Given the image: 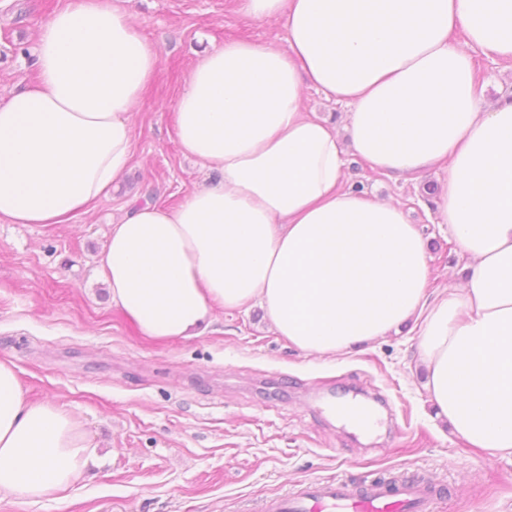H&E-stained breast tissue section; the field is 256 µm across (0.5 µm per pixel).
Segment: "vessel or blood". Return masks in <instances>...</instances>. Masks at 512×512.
Wrapping results in <instances>:
<instances>
[{
  "label": "vessel or blood",
  "mask_w": 512,
  "mask_h": 512,
  "mask_svg": "<svg viewBox=\"0 0 512 512\" xmlns=\"http://www.w3.org/2000/svg\"><path fill=\"white\" fill-rule=\"evenodd\" d=\"M431 487L416 480L394 485L350 480L311 481L267 500L262 512H431Z\"/></svg>",
  "instance_id": "vessel-or-blood-1"
}]
</instances>
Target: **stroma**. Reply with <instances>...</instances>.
Instances as JSON below:
<instances>
[{"label":"stroma","instance_id":"1","mask_svg":"<svg viewBox=\"0 0 512 512\" xmlns=\"http://www.w3.org/2000/svg\"><path fill=\"white\" fill-rule=\"evenodd\" d=\"M62 0H0V95L37 79L32 47ZM157 44L159 73L132 119L130 169L73 224L0 222V361L31 401L73 415L92 460L58 497L0 494V512H257L310 481L419 478L433 512H512V457L490 458L453 436L424 389L410 326L363 352L307 356L276 335L260 308L216 311L200 336L154 341L111 300L100 269L110 224L133 202L178 206L206 183L175 143L174 104L204 47L286 39L282 24L247 22L230 0H124ZM484 108L512 95V69L473 51ZM443 166L392 181L354 156L344 186L402 202L427 243L431 289L466 260L432 206ZM380 401L367 434L329 404Z\"/></svg>","mask_w":512,"mask_h":512}]
</instances>
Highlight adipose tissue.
Here are the masks:
<instances>
[{
  "mask_svg": "<svg viewBox=\"0 0 512 512\" xmlns=\"http://www.w3.org/2000/svg\"><path fill=\"white\" fill-rule=\"evenodd\" d=\"M285 43L231 40L190 68L175 142L209 182L178 206L131 204L102 256L114 303L146 338L194 336L259 306L297 350L335 358L413 323L425 389L452 435L512 455V99L486 110L472 50L512 67V0H234ZM462 27L465 44L449 34ZM38 80L0 100V222L70 224L134 155L132 114L160 68L122 0H66L41 26ZM346 105L336 123L304 108ZM407 179L436 164L434 208L470 275L429 291L402 204L341 189L345 147ZM80 424L24 397L0 362V493L66 491Z\"/></svg>",
  "mask_w": 512,
  "mask_h": 512,
  "instance_id": "1",
  "label": "adipose tissue"
}]
</instances>
